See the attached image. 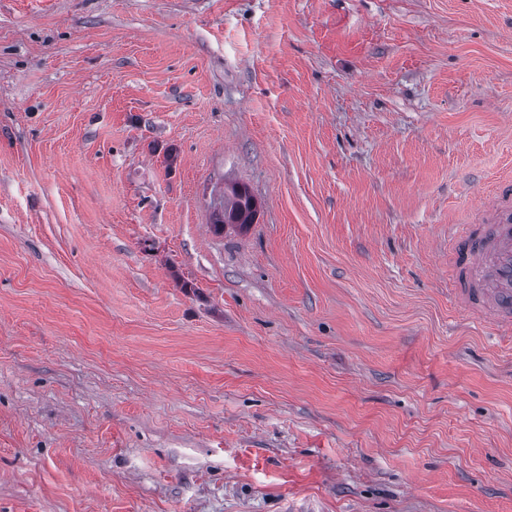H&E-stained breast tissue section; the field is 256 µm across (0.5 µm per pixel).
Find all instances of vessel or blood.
I'll return each instance as SVG.
<instances>
[{"label":"vessel or blood","mask_w":512,"mask_h":512,"mask_svg":"<svg viewBox=\"0 0 512 512\" xmlns=\"http://www.w3.org/2000/svg\"><path fill=\"white\" fill-rule=\"evenodd\" d=\"M449 259L458 298L512 331V182L496 187L482 223L455 237Z\"/></svg>","instance_id":"1"}]
</instances>
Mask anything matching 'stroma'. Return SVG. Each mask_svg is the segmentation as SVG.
<instances>
[{"instance_id": "obj_1", "label": "stroma", "mask_w": 512, "mask_h": 512, "mask_svg": "<svg viewBox=\"0 0 512 512\" xmlns=\"http://www.w3.org/2000/svg\"><path fill=\"white\" fill-rule=\"evenodd\" d=\"M509 178L512 0H0V512H512ZM479 223L455 237L449 259L457 272L453 292L465 304L512 331V182L497 186ZM489 260V265L487 261ZM256 213V202L247 188L233 186L230 194L224 192L219 207L214 208L212 227L218 233H223L228 224L244 229L253 224Z\"/></svg>"}]
</instances>
